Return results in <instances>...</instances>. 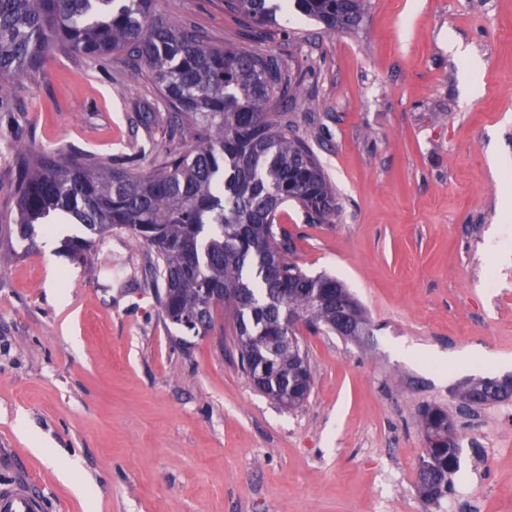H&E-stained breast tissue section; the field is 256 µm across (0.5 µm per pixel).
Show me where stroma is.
<instances>
[{
    "instance_id": "stroma-1",
    "label": "stroma",
    "mask_w": 512,
    "mask_h": 512,
    "mask_svg": "<svg viewBox=\"0 0 512 512\" xmlns=\"http://www.w3.org/2000/svg\"><path fill=\"white\" fill-rule=\"evenodd\" d=\"M159 14L239 44L224 0H158ZM255 49L300 95L283 116L309 141L339 208L313 224L280 215L308 274L340 279L375 327L357 342L303 333L313 389L288 409L241 373L225 339L163 321L147 250L115 231L94 263L59 251L82 228L0 264V477L31 480L43 512H512V399L463 408L464 381L495 377L465 354L512 361V0H364L326 32L279 16ZM157 168L187 144L145 67L56 47L0 114V224L13 223L17 147ZM427 406L463 445L454 491L415 488ZM47 454H34L30 434ZM77 462L87 506L58 474Z\"/></svg>"
}]
</instances>
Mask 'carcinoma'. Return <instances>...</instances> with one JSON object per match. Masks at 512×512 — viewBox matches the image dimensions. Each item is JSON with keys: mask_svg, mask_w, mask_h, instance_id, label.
<instances>
[{"mask_svg": "<svg viewBox=\"0 0 512 512\" xmlns=\"http://www.w3.org/2000/svg\"><path fill=\"white\" fill-rule=\"evenodd\" d=\"M247 28L267 26L279 10L294 9L326 30H349L363 0H224ZM216 47L196 28L157 13L156 0H0V108L16 81L54 44L94 62L126 53L143 62L188 142L186 151L147 173L132 166H92L82 157L22 156L15 164L18 214L0 224V259L14 243L33 241L36 224L53 213L70 215L88 234L70 236L62 251L83 263L96 260L92 238L124 230L148 250V270L164 319L189 332L232 315V341L250 378L267 366L288 397L267 394L290 409L312 389L301 345L286 335L288 315L308 319L313 332L341 335L336 307L361 305L334 276L307 274L289 255L283 205H299L314 224L336 213V194L308 143L271 111L274 100L296 97L277 59L246 40ZM210 288L220 301L206 304ZM427 440L416 490L437 503L453 490L461 448L448 444V413L426 407Z\"/></svg>", "mask_w": 512, "mask_h": 512, "instance_id": "obj_1", "label": "carcinoma"}]
</instances>
